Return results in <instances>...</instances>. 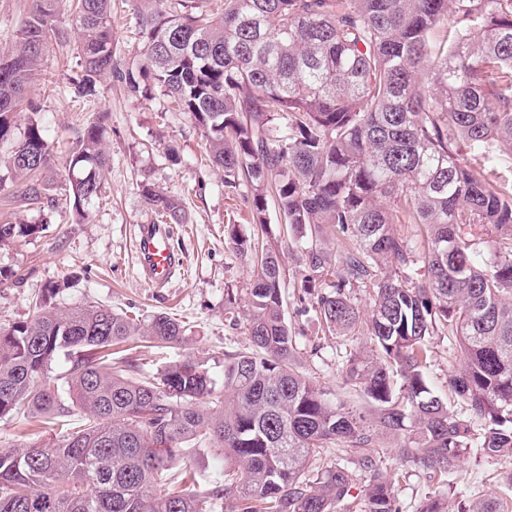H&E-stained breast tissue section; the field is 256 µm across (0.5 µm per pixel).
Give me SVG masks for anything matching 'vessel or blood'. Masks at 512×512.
Instances as JSON below:
<instances>
[{"instance_id": "obj_1", "label": "vessel or blood", "mask_w": 512, "mask_h": 512, "mask_svg": "<svg viewBox=\"0 0 512 512\" xmlns=\"http://www.w3.org/2000/svg\"><path fill=\"white\" fill-rule=\"evenodd\" d=\"M172 228L169 225L150 221L139 225L136 248L145 278L155 287H163L178 264L171 247Z\"/></svg>"}]
</instances>
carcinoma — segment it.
Here are the masks:
<instances>
[{
    "mask_svg": "<svg viewBox=\"0 0 512 512\" xmlns=\"http://www.w3.org/2000/svg\"><path fill=\"white\" fill-rule=\"evenodd\" d=\"M164 2L137 10L145 65L128 76L129 92L160 88L189 115L225 186H250L252 223L266 226L273 194L305 238L306 283L319 289L314 311L328 332L355 330L360 310L346 289L372 284V354L350 355L341 375L374 421L295 370L280 251L233 228L226 247L253 268L249 347L224 359L220 382L191 357L152 377L112 361V344L135 336L181 343L184 326L163 313L141 327L96 302L37 303L0 329V418L85 416L48 445L0 449V512H217L224 502L227 512H338L356 477L317 465L320 449L373 448L380 431L406 433L399 455L447 484L473 437L427 384L429 338L441 331L460 353L449 384L487 421L478 451L512 464V182L476 176L462 154L512 150V0H177L175 13ZM62 4L80 33L75 93L117 72L112 0H32L18 48L0 55V142ZM103 142L93 121L71 151L67 192L80 223L102 194ZM51 157L30 121L10 156L28 206L45 199ZM141 192L163 223H189L180 200L147 181ZM402 219L422 230L423 252L394 232ZM328 226L352 246H329ZM38 231L1 223L0 244ZM419 261L427 274L416 283L408 270ZM60 352L73 362L64 395L48 375ZM198 443L224 451V486L153 492L168 461ZM362 465L360 512H401L392 481L370 457ZM457 512L504 506L463 500Z\"/></svg>",
    "mask_w": 512,
    "mask_h": 512,
    "instance_id": "cac0c4a2",
    "label": "carcinoma"
}]
</instances>
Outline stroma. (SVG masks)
<instances>
[{
    "mask_svg": "<svg viewBox=\"0 0 512 512\" xmlns=\"http://www.w3.org/2000/svg\"><path fill=\"white\" fill-rule=\"evenodd\" d=\"M137 7L138 0H112V56L123 72L139 70L143 63ZM47 40V52L28 92L36 109L17 113L14 135L22 137L32 119L46 127L52 161L44 180L52 201L39 206L19 202V185L7 171L11 145L1 142L0 223H37L41 230L0 244V328L27 320L40 297L56 308L95 301L141 320L166 313L186 328L182 346L161 350L135 339L119 345V358L134 363L138 373L154 374L166 362L189 356L222 374L225 354L249 345L243 323L227 311L225 297L230 291L246 294L252 269L224 243L226 225H238L246 234L254 232L248 222L247 187H225L223 172L207 159L202 131L160 89L136 96L109 75L98 82L93 95L76 97L77 29L62 21ZM100 116L105 119L107 153L103 194L85 203L88 218L79 224L63 196L68 151L83 127ZM144 181L180 199L190 218L175 229L172 246L179 266L163 288L145 282L135 250L136 227L152 216L139 188ZM259 241L277 245L283 255L285 309L296 343V370L317 382L328 400L362 408L358 392L343 387L341 367L347 354L368 346L366 326L346 336L325 331L312 309L313 296L303 288L304 241L284 223L277 206H269L267 231ZM429 347L426 375L433 393L469 420L474 442H481L485 421L472 416L449 385L459 365L454 337L432 336ZM60 430L54 423L34 426L22 417L7 416L0 419V448L45 444L54 441ZM404 441V436L387 434L371 452L375 467L393 479L402 512H416L434 495L444 497L452 508L462 499L512 498V489L502 480L506 464L469 450L461 456L451 486L445 487L398 455ZM188 470L195 473L202 491L223 482L224 458L216 449L202 446L175 458L168 475L177 481Z\"/></svg>",
    "mask_w": 512,
    "mask_h": 512,
    "instance_id": "stroma-1",
    "label": "stroma"
}]
</instances>
